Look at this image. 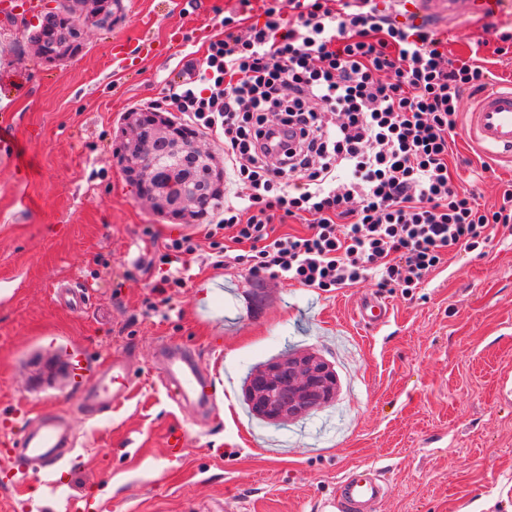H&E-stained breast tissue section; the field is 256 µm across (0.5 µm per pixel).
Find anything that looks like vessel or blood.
I'll return each mask as SVG.
<instances>
[{
	"label": "vessel or blood",
	"instance_id": "1",
	"mask_svg": "<svg viewBox=\"0 0 512 512\" xmlns=\"http://www.w3.org/2000/svg\"><path fill=\"white\" fill-rule=\"evenodd\" d=\"M397 4L405 21L426 22L441 29L461 16L500 11L504 0H397ZM463 133L477 149L512 159V86H493L477 94L472 109L465 114ZM389 316V306L376 296L361 299L356 307L358 321L371 330L385 326ZM73 372L79 404L96 414L120 404L133 385L131 366L120 358L93 368L79 360ZM157 377L161 383L173 384L182 402L202 413L211 411V379L189 350L165 351ZM74 444V435L64 434L56 418L43 417L20 433L14 447L23 463L49 471ZM384 496L385 487L376 470L362 465L341 478L333 506L336 512H374Z\"/></svg>",
	"mask_w": 512,
	"mask_h": 512
}]
</instances>
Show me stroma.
<instances>
[{
  "label": "stroma",
  "instance_id": "obj_1",
  "mask_svg": "<svg viewBox=\"0 0 512 512\" xmlns=\"http://www.w3.org/2000/svg\"><path fill=\"white\" fill-rule=\"evenodd\" d=\"M240 0H121L111 29L89 28L75 59L43 65L29 13L0 12V512H321L353 467L374 466L388 493L377 512H512V239L463 254L413 295L375 280L324 293L255 282L235 262L209 265V212L159 216L116 159L125 113L171 100L190 59L224 34ZM123 39L127 59L112 58ZM191 236L186 285L146 313L161 272L149 233ZM78 284L86 310L60 305ZM391 318L361 326V298ZM193 351L212 376L202 418L167 399L161 346ZM312 351L336 372L335 399L275 427L249 417L240 381L284 350ZM131 359L132 389L93 417L78 406L71 362ZM60 415L76 447L54 472L28 471L9 443L36 415ZM186 434L169 456L166 435Z\"/></svg>",
  "mask_w": 512,
  "mask_h": 512
}]
</instances>
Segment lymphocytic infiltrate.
Here are the masks:
<instances>
[{
	"label": "lymphocytic infiltrate",
	"instance_id": "1",
	"mask_svg": "<svg viewBox=\"0 0 512 512\" xmlns=\"http://www.w3.org/2000/svg\"><path fill=\"white\" fill-rule=\"evenodd\" d=\"M266 0L262 26L223 38L189 64L172 100L214 134L239 185L210 225V263L234 258L257 282L331 292L373 278L413 294L449 259L512 232V183L492 207L472 188L489 164L456 182L464 93L488 87L478 51L448 59L443 41L407 26L377 0ZM301 230L279 231L277 216ZM168 271L155 290L182 288L169 266L194 254L189 236L157 246Z\"/></svg>",
	"mask_w": 512,
	"mask_h": 512
}]
</instances>
